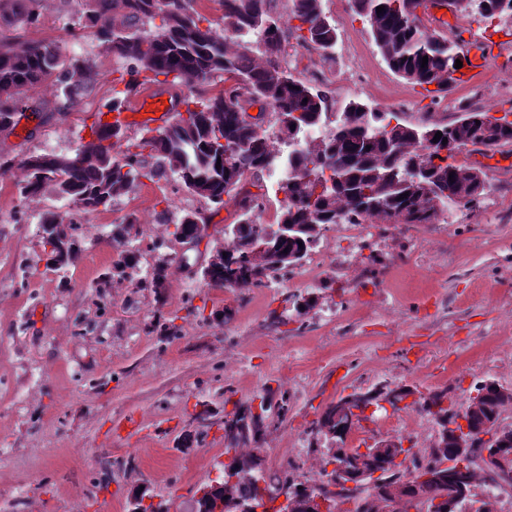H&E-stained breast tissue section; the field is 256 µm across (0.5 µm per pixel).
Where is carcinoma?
<instances>
[{
	"label": "carcinoma",
	"instance_id": "obj_1",
	"mask_svg": "<svg viewBox=\"0 0 512 512\" xmlns=\"http://www.w3.org/2000/svg\"><path fill=\"white\" fill-rule=\"evenodd\" d=\"M223 18L237 49L227 47V36L214 31L209 19L194 10L191 0H88L81 29L90 31L110 53L124 60V89H112L104 104L109 112L121 111L129 96L146 81L172 78L188 88L182 99L185 112H177L170 125L149 137L127 143L122 157L114 156L115 141L123 131L91 127L93 138L73 157L30 155L21 161L26 178L19 188L24 200L38 197L50 184L56 193L73 200L90 213L111 205L132 183L171 174L191 196L216 206L224 197L234 200L239 221L226 255L202 273L212 288L258 287L264 280L292 272L308 255L331 224H364L381 217L402 224H432L442 213L433 197L441 195L456 207L475 210L487 181L474 168L456 162L467 146L496 149L512 143V122L490 120L489 111L461 105L462 115L453 124L429 119L406 124L396 133L387 130L382 117L396 118L357 99L346 102L332 127H327L333 106L327 92L295 76L286 62L288 37L304 46L328 50L336 45L338 32L323 8V0H291L287 20L276 15L270 0H219ZM353 14L369 25L372 40L388 67L414 86L431 94L448 93L456 87L455 61L467 60L463 39L430 30L418 14L422 0H349ZM454 13L475 15L483 21L512 14V0H443ZM384 7L379 13L376 7ZM122 9L125 21L114 22ZM42 13L34 0H0V129L13 133L25 116L30 94L53 80L60 93L53 107L40 101L31 114L48 110L64 115L76 110L91 84L92 59L67 56L57 43H41L23 51L16 49L15 32L37 25ZM428 57L426 67L422 58ZM224 86L215 94L207 87L215 81ZM437 89H429L430 85ZM308 102H303V99ZM256 103L268 107L278 125L272 138L263 125L248 119L247 109ZM295 129H290V126ZM442 133L447 143L433 141ZM289 148L288 175L281 184L284 198L277 229L257 223L261 198L237 191L242 179L259 176L276 158L274 140ZM221 168H216V164ZM332 183L322 194L317 185ZM198 212L186 211L175 222V236H197ZM42 242L46 266L59 269L76 254L73 220L52 212L43 217ZM265 247V263L254 262L256 246ZM502 385L486 380L475 387L476 395L460 403H448V390L419 396L412 401L438 426L443 446L417 458L403 471L405 461H395L404 448H370L363 453L346 447L352 409H360L384 394L402 401L416 394L410 388L381 389L341 398L329 405L311 433L329 436L335 447L327 449L322 476L341 472V479L355 489L372 484L359 500L355 512H385L392 489L403 496L400 512H423L425 502L442 500L458 512L472 497L458 498L461 487L472 488L501 479L512 483V472L488 474L487 459L512 456V429L501 430L493 443L471 449L465 455V470L442 467L456 456L453 430L457 419L468 420L477 430L498 426L504 402ZM271 399L264 397L261 413L249 409L224 415V453L232 454L224 465V479L210 484L198 500L199 508L214 512H248L262 508L265 500L283 495L295 512H307L309 502L321 496L335 512L336 498L351 494L332 492L326 484L310 486L291 471H285L277 487L260 486L263 449L252 448L263 435ZM334 465L335 470L327 471ZM380 472L373 477L374 472Z\"/></svg>",
	"mask_w": 512,
	"mask_h": 512
}]
</instances>
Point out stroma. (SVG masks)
Masks as SVG:
<instances>
[{
	"mask_svg": "<svg viewBox=\"0 0 512 512\" xmlns=\"http://www.w3.org/2000/svg\"><path fill=\"white\" fill-rule=\"evenodd\" d=\"M341 37L332 53L289 43L294 74L330 91L401 113L408 123H452L460 101L499 117L512 109V16L485 24L448 15L466 41H492L484 77L437 101L395 75L347 0H323ZM86 0H41V22L21 44L54 41L69 56L92 58L94 89L78 110L46 123L21 121L0 136V512H129L135 494L163 512H197L200 491L221 480L224 416L259 409L266 392L287 396L270 411L259 445L299 467L301 481L322 480V449L310 432L331 402L376 386L447 389L456 402L493 380L512 389V144L468 147L458 163L486 172L476 210L456 209L432 224L374 218L348 231H324L313 249L317 274L269 279L259 288H211L201 270L234 201L214 206L171 177L135 182L107 209L79 213L46 187L21 200L22 159L74 155L122 61L90 35L73 32ZM200 211L207 245L176 239L181 210ZM75 219L79 251L67 266H46L41 218ZM135 224L121 245L115 225ZM137 252L118 272L120 250ZM162 257L172 266L163 288H149ZM314 298L306 313L296 303ZM438 428L417 407H374L346 444L393 439L417 456ZM132 467H125V460Z\"/></svg>",
	"mask_w": 512,
	"mask_h": 512,
	"instance_id": "35a3bbf8",
	"label": "stroma"
}]
</instances>
